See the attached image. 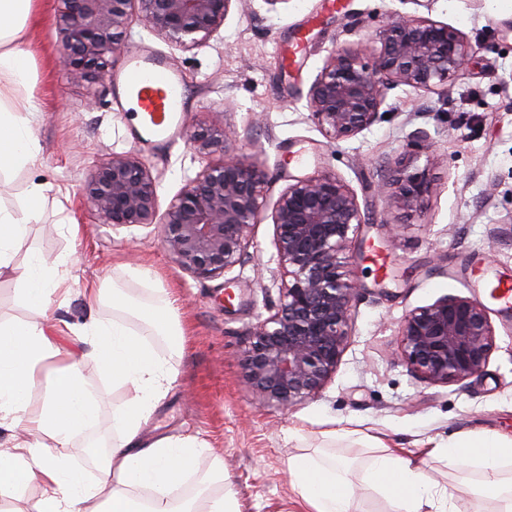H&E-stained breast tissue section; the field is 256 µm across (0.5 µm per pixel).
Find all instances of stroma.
Wrapping results in <instances>:
<instances>
[{"label":"stroma","mask_w":512,"mask_h":512,"mask_svg":"<svg viewBox=\"0 0 512 512\" xmlns=\"http://www.w3.org/2000/svg\"><path fill=\"white\" fill-rule=\"evenodd\" d=\"M343 2L342 11L329 12L324 0H237L223 28L191 50L150 33L136 16L122 39L126 47L146 44L182 74L184 127L223 113L238 134L237 156L267 173L268 203L294 179L330 173L353 189L365 215L347 250L362 293L335 374L300 405L263 409L242 382L241 364L248 331L279 303L281 269L270 216L262 215L254 228L251 260L207 281L171 259L158 225L115 228L98 221L82 187L89 171L112 153L142 157L164 206L186 178L222 156L195 153L183 139L148 149L134 113L119 111L114 88L89 102L86 83L64 69L53 0H37L22 46L34 63L29 90L43 105L33 123L40 155L33 168L10 173L0 186V206H23L34 180L47 191L39 221L26 225L17 242L14 271L0 274V319L32 318L17 282L32 258L64 261L70 292L54 296L47 318L61 348L85 352L81 368L96 389L97 424L67 450L87 481L97 479L100 464L90 447L111 444L112 411L130 391L101 375L89 344L73 331L94 320L111 321V297L93 305L89 294L114 285L137 303L166 294L184 330L181 349L154 342L176 379L144 436H192L206 443L223 460L241 512H304L288 460L325 446L323 434L331 429L338 433L337 454L347 455L356 476L367 461L352 450L356 436L376 438L404 456L447 445L464 430L512 436V314L484 292L485 282L512 278V0ZM392 12L460 31L475 49L466 74L437 94L403 85L390 89L371 127L330 143L311 121L303 93L335 45L365 40ZM303 28L310 31L308 49L296 65L283 68L278 49ZM419 129L433 141L432 154L412 147ZM301 150L307 161L291 163ZM398 160L432 184L416 209L399 208L382 185ZM136 268L151 271L154 287L131 277ZM449 295L484 302L495 347L480 375L427 384L396 359L398 327L410 310ZM433 467L457 512H497L496 501L463 486L457 469L442 461Z\"/></svg>","instance_id":"35a3bbf8"}]
</instances>
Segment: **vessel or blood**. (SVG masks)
Instances as JSON below:
<instances>
[{
	"mask_svg": "<svg viewBox=\"0 0 512 512\" xmlns=\"http://www.w3.org/2000/svg\"><path fill=\"white\" fill-rule=\"evenodd\" d=\"M115 84L121 104L141 113L153 142L165 143L178 134L187 109L183 80L162 57L142 48L127 49Z\"/></svg>",
	"mask_w": 512,
	"mask_h": 512,
	"instance_id": "obj_1",
	"label": "vessel or blood"
}]
</instances>
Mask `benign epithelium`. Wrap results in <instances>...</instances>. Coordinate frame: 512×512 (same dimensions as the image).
Wrapping results in <instances>:
<instances>
[{
	"label": "benign epithelium",
	"mask_w": 512,
	"mask_h": 512,
	"mask_svg": "<svg viewBox=\"0 0 512 512\" xmlns=\"http://www.w3.org/2000/svg\"><path fill=\"white\" fill-rule=\"evenodd\" d=\"M233 2L58 0L64 68L91 85L104 81L134 13L168 43L196 48L224 26ZM472 53L465 37L445 23L390 13L361 47H334L306 94L310 119L333 142L352 138L376 122L388 90L405 85L441 92L464 75ZM187 142L197 153L220 152L223 159L187 180L165 211L157 179L134 153H114L96 166L84 194L104 224L160 225L162 246L174 262L210 280L251 259L267 177L234 155L233 133L217 115L188 130ZM388 185L405 209L432 192L425 176L399 166ZM272 221L282 271L279 305L249 332L242 380L259 405L291 408L319 394L341 361L360 295L346 250L364 219L343 180L318 174L288 184ZM398 336L397 356L428 384L480 374L495 347L484 305L457 296L410 310Z\"/></svg>",
	"instance_id": "obj_1"
}]
</instances>
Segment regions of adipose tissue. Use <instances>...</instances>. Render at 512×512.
Segmentation results:
<instances>
[{
    "label": "adipose tissue",
    "mask_w": 512,
    "mask_h": 512,
    "mask_svg": "<svg viewBox=\"0 0 512 512\" xmlns=\"http://www.w3.org/2000/svg\"><path fill=\"white\" fill-rule=\"evenodd\" d=\"M35 0H0V173L33 165L40 146L32 122L41 110L29 94H20L32 75V59L20 49ZM43 183H30L21 213L0 207V271L12 265V251L26 224L36 221L45 196ZM22 291L36 319L0 322V428H24L51 437L49 451L13 437L0 448V492H17L31 482L41 489L38 512H240L222 461L196 438L161 437L145 441L142 428L167 390L174 373L153 346L163 337L170 348L182 342V329L170 319L165 302L133 304L113 292L112 306L122 315L112 322L94 321L82 333L93 341L92 355L102 374L128 385L132 394L112 414V444L93 485L70 468L63 454L73 438L94 427L96 398L81 369V357L59 362L41 321L64 277L58 264L35 259L21 274ZM43 389L40 414L27 413L30 396ZM434 458L476 473L474 493L512 512V438L490 430L460 434L455 442L432 451ZM288 472L311 512H360L350 466L340 455L305 453L288 461ZM199 476L194 496H183L187 478ZM365 486L384 498L391 512H453L454 504L431 473L429 461L379 452L361 474Z\"/></svg>",
    "instance_id": "1"
}]
</instances>
